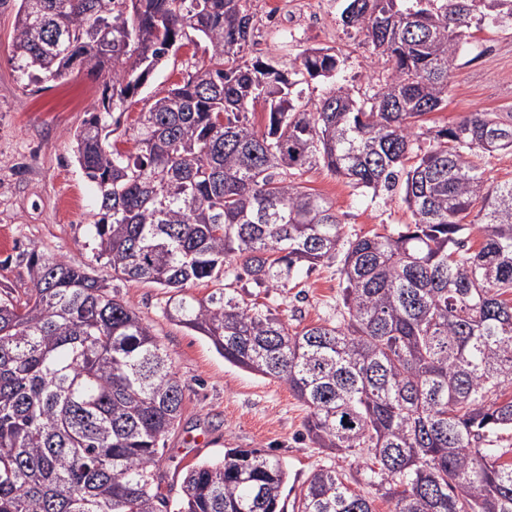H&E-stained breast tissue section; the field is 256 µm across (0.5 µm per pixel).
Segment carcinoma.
<instances>
[{
    "label": "carcinoma",
    "instance_id": "carcinoma-1",
    "mask_svg": "<svg viewBox=\"0 0 512 512\" xmlns=\"http://www.w3.org/2000/svg\"><path fill=\"white\" fill-rule=\"evenodd\" d=\"M13 2V57L35 83L89 63L100 99L73 135L94 184L90 232L112 276L168 290L165 314L229 363L276 378L309 408L318 448L366 455L364 480L391 512H512V182L480 161L512 150V112H470L426 139L479 7L512 0H349L389 71L364 98L336 83L328 48L301 53L327 84L314 111L298 81L247 61L250 0ZM207 60L148 99L136 125L114 113L183 42ZM268 106L265 130L249 119ZM132 143V148L121 145ZM322 167L373 196L399 189L409 222L346 238L335 204L297 182ZM478 229V249L463 250ZM341 257L336 321L290 331L271 308L220 287L248 276L286 288ZM24 297H0V512H375L334 467L288 505L287 470L258 449L226 448L163 487L161 447L183 386L132 306L85 268L27 258ZM217 285L207 297L188 285Z\"/></svg>",
    "mask_w": 512,
    "mask_h": 512
}]
</instances>
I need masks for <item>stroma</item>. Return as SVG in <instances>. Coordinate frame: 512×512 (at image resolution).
Wrapping results in <instances>:
<instances>
[{"instance_id":"obj_1","label":"stroma","mask_w":512,"mask_h":512,"mask_svg":"<svg viewBox=\"0 0 512 512\" xmlns=\"http://www.w3.org/2000/svg\"><path fill=\"white\" fill-rule=\"evenodd\" d=\"M309 3L251 0L249 58L291 73L299 69L303 50L331 48L341 60L339 82L371 94L386 64L364 33L344 25L347 0H320L314 25L305 21ZM13 20V10H0V289L21 296L32 288L23 254L57 255L94 270L152 326L184 388L180 422L164 443L166 485L179 488L185 467L223 455L228 448H255L280 457L292 497L320 466L356 474L361 459L331 454L311 442L304 428L309 409L285 383L225 361L205 337L166 318L165 289L113 278L111 269L96 260V244L88 232L96 191L75 162L71 135L100 97L104 79L85 67L63 82L30 81L12 59ZM204 59L190 45L171 51L149 91L182 82ZM476 110H512V26L488 18L472 21L467 29L450 74L448 104L431 113L427 125L438 130ZM300 183L333 200L346 237L390 231L408 220L400 195L371 196L324 168L305 173ZM340 268L336 258L321 262L276 293L247 278L232 287L245 300L276 309L289 329L298 330L335 320L342 307Z\"/></svg>"}]
</instances>
